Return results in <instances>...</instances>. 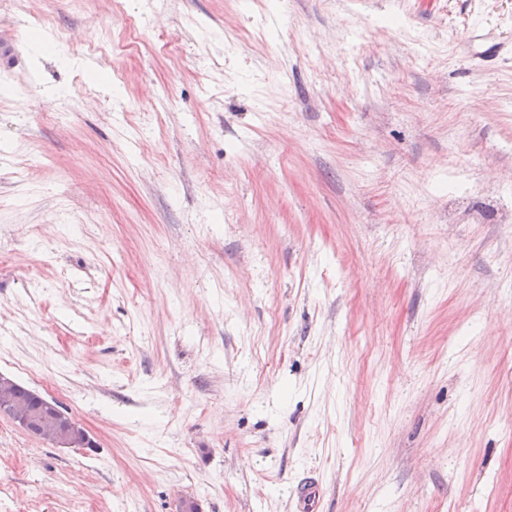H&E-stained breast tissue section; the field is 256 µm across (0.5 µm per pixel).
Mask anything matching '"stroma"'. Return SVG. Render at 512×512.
I'll use <instances>...</instances> for the list:
<instances>
[{"label":"stroma","mask_w":512,"mask_h":512,"mask_svg":"<svg viewBox=\"0 0 512 512\" xmlns=\"http://www.w3.org/2000/svg\"><path fill=\"white\" fill-rule=\"evenodd\" d=\"M512 0L0 10V512H512ZM52 38L40 47L39 32ZM16 382L5 375L0 374V415L7 416L15 424L28 432L31 436L42 439L56 448H96V442L89 432L72 418L53 399H47L40 395L35 396L17 388L15 395L17 405L13 399V391Z\"/></svg>","instance_id":"35a3bbf8"}]
</instances>
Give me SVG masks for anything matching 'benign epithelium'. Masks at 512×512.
<instances>
[{
    "label": "benign epithelium",
    "mask_w": 512,
    "mask_h": 512,
    "mask_svg": "<svg viewBox=\"0 0 512 512\" xmlns=\"http://www.w3.org/2000/svg\"><path fill=\"white\" fill-rule=\"evenodd\" d=\"M15 387L16 382L12 378L0 374V415L56 448L96 447L89 432L58 401L40 396V406L28 409L14 402Z\"/></svg>",
    "instance_id": "benign-epithelium-1"
}]
</instances>
